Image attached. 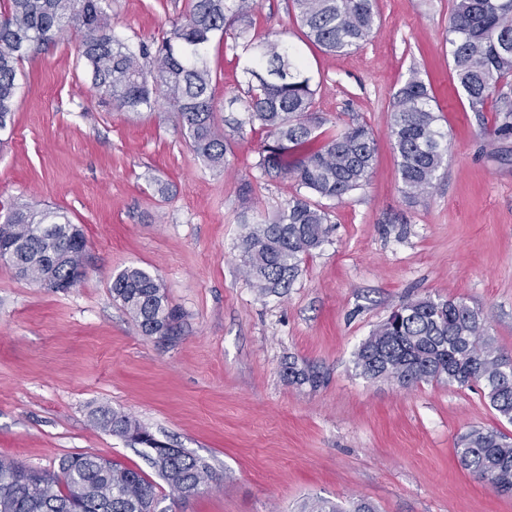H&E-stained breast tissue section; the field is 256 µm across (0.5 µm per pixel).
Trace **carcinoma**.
<instances>
[{
    "mask_svg": "<svg viewBox=\"0 0 512 512\" xmlns=\"http://www.w3.org/2000/svg\"><path fill=\"white\" fill-rule=\"evenodd\" d=\"M106 0H0V133L12 128L17 75L30 53L69 34L81 41L78 61L92 71L95 88L124 112H151L164 101L176 112L194 151L211 167L226 166L228 140L215 116L218 84L206 58L215 40L242 48L247 97L233 119L237 132L260 127L266 140L255 163L270 177L294 181L295 193L271 219L252 222L239 248L253 287L264 294L290 288L303 256L328 238L327 215L310 196L342 200L368 181L377 145L367 125L352 122L322 137L313 113L316 90L281 40L254 32L259 0H189L183 19L157 44L116 36ZM304 36L320 50L341 55L374 32L375 0H292ZM449 56L472 112L495 113L496 131L512 134V102L502 88L512 77V0H455L448 26ZM427 84L411 76L391 102L390 132L405 194L428 193L444 162L445 134L437 127ZM0 261L42 288L73 287L85 270L87 240L62 209L14 203L0 214ZM110 291L146 335H175L179 314L155 276L128 267L113 275ZM355 368L368 379L403 388L420 383H478L498 416L512 423V357L488 336L480 314L460 301L422 298L392 310L355 352ZM288 378L320 386L310 366L288 363ZM95 425L133 446L172 490L198 491L212 477L209 464L158 440L131 416L106 409ZM460 466L502 492H512V441L495 429H475L455 448ZM156 486L140 471L95 454L59 462L55 471L0 458V512H157ZM305 512H374L366 502L346 510L315 501Z\"/></svg>",
    "mask_w": 512,
    "mask_h": 512,
    "instance_id": "cac0c4a2",
    "label": "carcinoma"
}]
</instances>
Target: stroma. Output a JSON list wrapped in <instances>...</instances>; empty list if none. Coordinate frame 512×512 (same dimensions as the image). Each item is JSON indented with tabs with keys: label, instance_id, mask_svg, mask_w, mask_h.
<instances>
[{
	"label": "stroma",
	"instance_id": "obj_1",
	"mask_svg": "<svg viewBox=\"0 0 512 512\" xmlns=\"http://www.w3.org/2000/svg\"><path fill=\"white\" fill-rule=\"evenodd\" d=\"M188 0H107L116 36L151 42ZM370 39L345 55L303 36L291 0H260L255 30L282 37L317 88L324 130L351 120L377 141L369 181L323 201L330 235L282 295H259L237 243L244 217L273 216L291 180L256 168L262 131L228 132L225 169L190 145L174 112H120L76 63L77 36L21 66L15 123L0 137V206L61 208L87 239L86 275L68 291L20 279L0 262V456L40 470L90 452L154 479L165 512H301L326 500L376 512H512L462 469L460 434L512 437L479 384L400 387L369 380L354 354L404 301L455 299L477 310L512 356V135L470 111L448 55L453 0H376ZM217 119L247 89L238 52L211 43ZM418 72L439 105L447 152L432 188L406 197L390 137V104ZM127 267L156 276L181 318L173 338L144 335L112 298ZM324 374L292 384L289 362ZM139 420L215 478L181 496L98 409Z\"/></svg>",
	"mask_w": 512,
	"mask_h": 512
}]
</instances>
